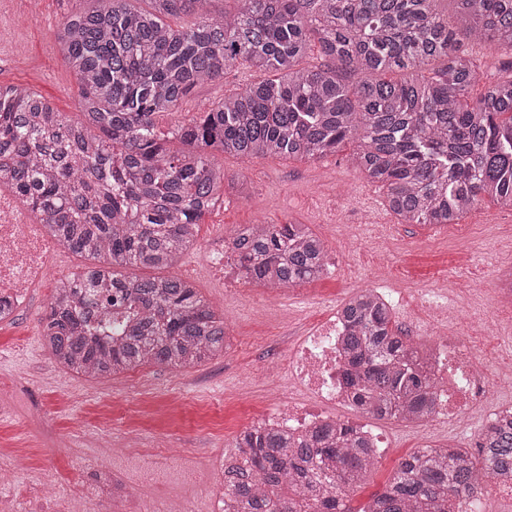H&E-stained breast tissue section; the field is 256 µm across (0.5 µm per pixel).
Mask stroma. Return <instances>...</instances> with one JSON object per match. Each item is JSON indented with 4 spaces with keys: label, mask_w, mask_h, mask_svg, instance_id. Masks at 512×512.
I'll use <instances>...</instances> for the list:
<instances>
[{
    "label": "stroma",
    "mask_w": 512,
    "mask_h": 512,
    "mask_svg": "<svg viewBox=\"0 0 512 512\" xmlns=\"http://www.w3.org/2000/svg\"><path fill=\"white\" fill-rule=\"evenodd\" d=\"M89 5L90 0H0V83L28 87L77 119L79 82L57 34ZM463 47L478 67L476 92L507 78L512 55L472 39ZM257 77L253 69L236 68L223 80L196 86L180 110L195 115ZM211 160L216 175L232 176L234 183L223 204L200 220L195 249L165 273L193 280L201 297L224 314L231 328L228 351L187 372L146 367L90 383L62 370L43 344L39 319L47 291L33 288L14 321L0 323V462L14 460L19 466L15 483L0 486V512H42L31 493L37 479H50L70 492L91 482L96 462L128 482L132 512H151L173 497L194 512H211L208 468L229 453L250 415L267 406L270 361H284L306 330L379 280L404 296L395 321L412 337L430 326L424 291L454 279L458 328L481 341L485 362L512 358V322L482 324L499 306V271L512 265V207L486 199L458 224H400L387 210L383 190L362 178L348 151L321 159L250 161L215 151ZM259 220L308 225L324 242L333 264L310 282L305 301L296 302L292 288L280 302L268 301L259 285L242 288L209 267L208 250L221 245L220 230ZM107 416L114 439H121L128 426L138 428V448L102 447ZM370 424L385 446L366 479L348 493L353 512L385 490L399 462L423 447L427 435L444 433L441 424L429 421L374 418ZM165 440L172 448L191 449L195 476L186 479L170 469L141 481L142 473L154 471L153 459Z\"/></svg>",
    "instance_id": "1"
}]
</instances>
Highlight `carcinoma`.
<instances>
[{"mask_svg": "<svg viewBox=\"0 0 512 512\" xmlns=\"http://www.w3.org/2000/svg\"><path fill=\"white\" fill-rule=\"evenodd\" d=\"M73 16L58 34L78 76L75 122L20 85L0 84V188L28 200L60 247L98 261L57 283L40 319L44 345L67 372L108 377L147 364L181 370L224 352V317L194 283L118 276L165 268L195 244L197 224L221 202L208 148L251 160L318 159L355 142L350 161L384 190L401 224H458L485 198L512 205V77L477 98L474 60L460 33L512 53V0H129ZM195 13L175 29L168 17ZM317 40L319 67L300 61ZM247 66L263 77L174 122L171 151L160 116L199 84ZM242 277L267 288L326 270L305 224H248L229 236ZM140 308L112 324L102 286ZM352 406L377 419L427 420L435 383L408 367L416 349L371 289L343 304ZM224 460V512H350L374 451L341 429L301 436L249 427ZM332 477L327 484L317 479ZM512 472V420L481 432L477 452L419 448L398 465L365 512H463L487 475Z\"/></svg>", "mask_w": 512, "mask_h": 512, "instance_id": "1", "label": "carcinoma"}]
</instances>
